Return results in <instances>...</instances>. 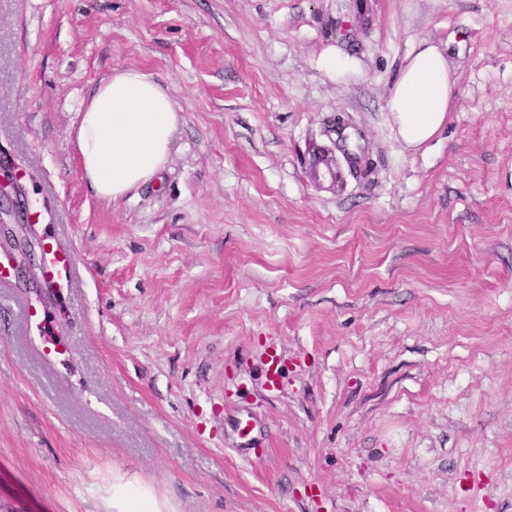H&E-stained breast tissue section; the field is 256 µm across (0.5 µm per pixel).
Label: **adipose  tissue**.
<instances>
[{"label":"adipose tissue","mask_w":512,"mask_h":512,"mask_svg":"<svg viewBox=\"0 0 512 512\" xmlns=\"http://www.w3.org/2000/svg\"><path fill=\"white\" fill-rule=\"evenodd\" d=\"M453 91L445 49L425 40L414 46L386 102L406 147L421 148L439 133L448 120ZM79 117L75 143L83 174L108 202L162 171L180 120L167 91L134 69L103 81Z\"/></svg>","instance_id":"ef3b65f1"}]
</instances>
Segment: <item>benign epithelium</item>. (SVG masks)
<instances>
[{
  "label": "benign epithelium",
  "mask_w": 512,
  "mask_h": 512,
  "mask_svg": "<svg viewBox=\"0 0 512 512\" xmlns=\"http://www.w3.org/2000/svg\"><path fill=\"white\" fill-rule=\"evenodd\" d=\"M349 123L338 116L328 121L326 133L337 135L329 146L316 145L309 149L308 176L318 188L333 189L341 181V163H346L353 178L358 179L370 171L369 158L349 148L344 135ZM343 160H338L336 153ZM23 187L17 174L0 167V254L10 261L14 276L25 283L29 292L42 305L54 295L55 289L45 287L44 270L46 251L41 238L34 231L31 216L21 212L19 198Z\"/></svg>",
  "instance_id": "7a95c632"
}]
</instances>
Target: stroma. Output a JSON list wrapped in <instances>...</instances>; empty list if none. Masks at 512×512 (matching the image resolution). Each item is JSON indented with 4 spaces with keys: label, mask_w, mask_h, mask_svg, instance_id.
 <instances>
[{
    "label": "stroma",
    "mask_w": 512,
    "mask_h": 512,
    "mask_svg": "<svg viewBox=\"0 0 512 512\" xmlns=\"http://www.w3.org/2000/svg\"><path fill=\"white\" fill-rule=\"evenodd\" d=\"M125 69L180 121L112 203L74 133ZM338 115L372 169L320 189ZM0 154L77 262L0 281V512H512V0H0ZM453 91L446 50L426 40L414 46L386 102L406 147L419 149L439 133L448 122Z\"/></svg>",
    "instance_id": "stroma-1"
}]
</instances>
